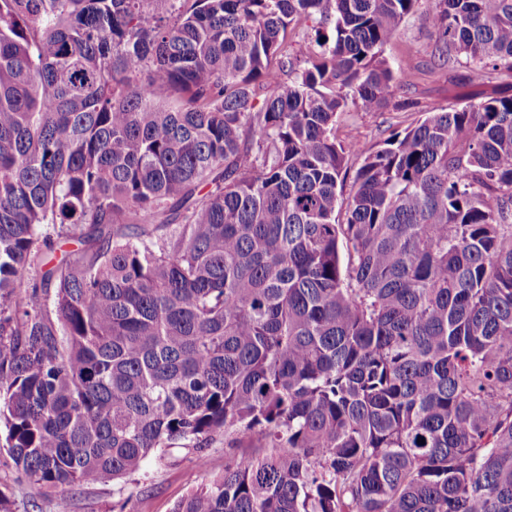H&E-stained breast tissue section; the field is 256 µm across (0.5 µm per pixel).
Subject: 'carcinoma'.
<instances>
[{
	"label": "carcinoma",
	"mask_w": 512,
	"mask_h": 512,
	"mask_svg": "<svg viewBox=\"0 0 512 512\" xmlns=\"http://www.w3.org/2000/svg\"><path fill=\"white\" fill-rule=\"evenodd\" d=\"M423 1L512 71V0H0V446L56 512L218 437L173 512H512V97L344 193Z\"/></svg>",
	"instance_id": "carcinoma-1"
}]
</instances>
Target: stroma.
I'll use <instances>...</instances> for the list:
<instances>
[{"label":"stroma","instance_id":"35a3bbf8","mask_svg":"<svg viewBox=\"0 0 512 512\" xmlns=\"http://www.w3.org/2000/svg\"><path fill=\"white\" fill-rule=\"evenodd\" d=\"M435 37L425 11H418L403 23L397 37L387 45L384 56L392 67L416 69L415 78L401 85L392 103L379 111L366 112L349 105L336 123V137L355 142L360 152L349 160L357 169L363 151L376 147L391 133L416 124L430 112H444L487 97H512V72L505 69H475L459 61L434 65ZM206 468H198L194 454L175 450L170 458L146 460L120 484H97L71 489L72 512H112L119 495H127L125 512H172L175 504L191 489L224 471L223 439L206 449ZM0 487L6 488L12 512H54V498L42 495L15 471L0 466Z\"/></svg>","mask_w":512,"mask_h":512}]
</instances>
